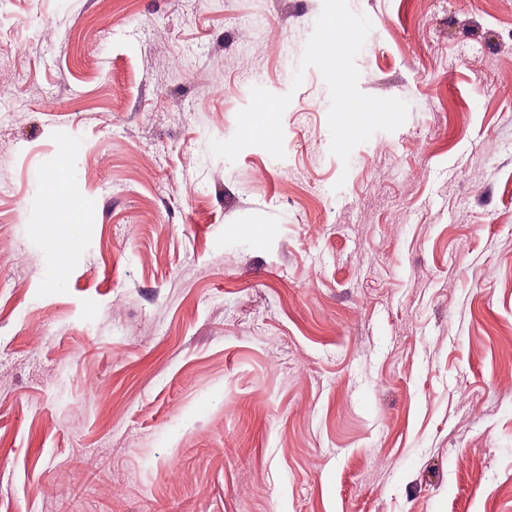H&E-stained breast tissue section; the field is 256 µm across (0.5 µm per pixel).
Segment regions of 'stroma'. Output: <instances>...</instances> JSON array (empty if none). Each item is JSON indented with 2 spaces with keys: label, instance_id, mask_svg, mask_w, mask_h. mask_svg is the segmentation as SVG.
Wrapping results in <instances>:
<instances>
[{
  "label": "stroma",
  "instance_id": "stroma-1",
  "mask_svg": "<svg viewBox=\"0 0 512 512\" xmlns=\"http://www.w3.org/2000/svg\"><path fill=\"white\" fill-rule=\"evenodd\" d=\"M348 5L345 164L322 0H0V512H512V0Z\"/></svg>",
  "mask_w": 512,
  "mask_h": 512
}]
</instances>
